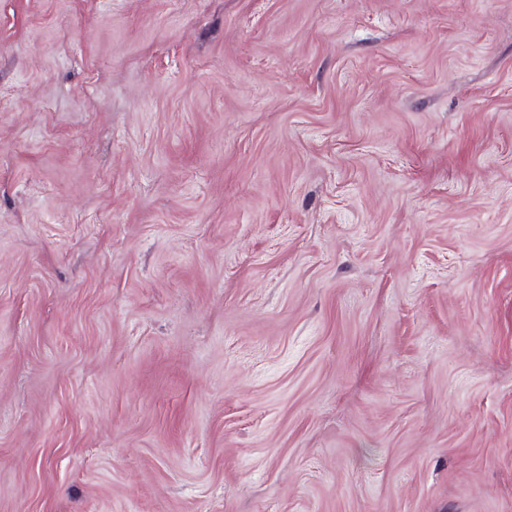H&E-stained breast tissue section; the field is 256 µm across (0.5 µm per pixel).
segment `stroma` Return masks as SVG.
Here are the masks:
<instances>
[{
	"label": "stroma",
	"instance_id": "1",
	"mask_svg": "<svg viewBox=\"0 0 512 512\" xmlns=\"http://www.w3.org/2000/svg\"><path fill=\"white\" fill-rule=\"evenodd\" d=\"M0 512H512V0H0Z\"/></svg>",
	"mask_w": 512,
	"mask_h": 512
}]
</instances>
